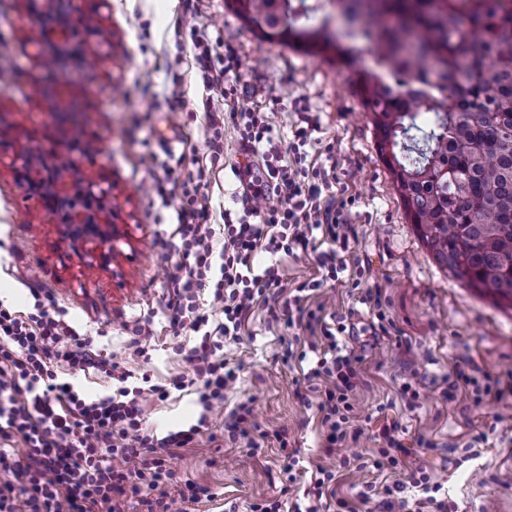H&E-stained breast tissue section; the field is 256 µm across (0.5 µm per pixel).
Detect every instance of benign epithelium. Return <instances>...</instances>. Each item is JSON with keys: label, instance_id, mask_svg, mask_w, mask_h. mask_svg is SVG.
Returning a JSON list of instances; mask_svg holds the SVG:
<instances>
[{"label": "benign epithelium", "instance_id": "7a95c632", "mask_svg": "<svg viewBox=\"0 0 512 512\" xmlns=\"http://www.w3.org/2000/svg\"><path fill=\"white\" fill-rule=\"evenodd\" d=\"M74 11L73 0H43V12L54 15ZM71 27L44 26L40 38L60 44L68 40ZM16 184L23 189L25 198L42 207L50 208L54 199L64 205L58 217V232L71 247L93 262L105 267L114 258V249L105 248L119 236L117 216L109 203L111 190L89 180L75 179L69 167L55 162V155L41 154L34 158L23 148L12 164Z\"/></svg>", "mask_w": 512, "mask_h": 512}]
</instances>
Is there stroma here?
Instances as JSON below:
<instances>
[{
    "instance_id": "1",
    "label": "stroma",
    "mask_w": 512,
    "mask_h": 512,
    "mask_svg": "<svg viewBox=\"0 0 512 512\" xmlns=\"http://www.w3.org/2000/svg\"><path fill=\"white\" fill-rule=\"evenodd\" d=\"M75 6L100 27L90 35L81 22L72 24L75 40L97 62L91 72L81 63L67 67L78 126L96 147L94 161L80 168L111 190L110 204L131 238L115 241L117 258L109 267L89 264L17 188L11 165L23 143L34 140L59 156L68 148L51 118L57 97L44 82L55 67L54 50L40 41L28 0H0V71L10 75L0 86V304L28 313L32 290L50 295L78 333L126 361L128 387L165 384L188 373L175 347L192 334L174 327L165 307L179 260L181 189L169 184L157 194L154 179L164 163L185 172L205 170L199 198L216 233H223L225 216H241L235 141L211 148L203 106L212 99L213 109L227 115L233 102L207 91L196 64L204 46L213 68H222L224 38L232 36L256 111L277 115L274 140L289 143L295 128H308V165L334 167L353 200L348 268L307 301L325 314L351 316L356 334L339 342L362 358L352 399L359 435L331 457L339 461L355 451L376 457L383 445L377 431L394 420L412 459L441 484L448 512H512V428L495 421L496 415H512V397L489 396L474 406L448 395L456 367L475 364L494 377L512 370V302L456 279L419 238L379 156L353 69L331 51L307 53L262 40L225 0H76ZM357 263L366 269L358 288ZM369 288L382 293V312L394 323L390 332H381L378 312L362 302ZM147 322L153 329L142 342L148 357H130L129 341ZM304 334L297 326L270 323L259 303L239 342L225 346V358L239 369L236 389L214 407L212 437L197 438L170 463L178 486L191 481L214 495L191 512H247L250 503L280 496L286 456H295L307 479L331 458L315 408L305 407L298 395L315 354L289 367L280 362L288 343ZM407 383L419 392L412 404L401 393ZM246 400L264 433L255 452L246 440L231 443L222 435L225 413ZM199 416L188 389L171 390L164 401L149 399L145 407L146 426L160 438L197 425ZM478 434L481 446L468 453ZM367 480L412 482L407 471L360 476L341 470L336 492L356 512L375 508L359 499Z\"/></svg>"
}]
</instances>
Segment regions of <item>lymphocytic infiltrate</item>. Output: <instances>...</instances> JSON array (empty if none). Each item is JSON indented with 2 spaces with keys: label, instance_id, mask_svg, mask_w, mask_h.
<instances>
[{
  "label": "lymphocytic infiltrate",
  "instance_id": "f902f5d3",
  "mask_svg": "<svg viewBox=\"0 0 512 512\" xmlns=\"http://www.w3.org/2000/svg\"><path fill=\"white\" fill-rule=\"evenodd\" d=\"M197 64L205 87L223 88L237 104L230 115L236 141L245 154L258 156V165H246L244 214L226 221L224 239L207 224L198 205L202 173H178L164 167V180L181 185L186 199L179 213L182 258L172 275L167 308L174 325L196 332L191 347H179L191 375L172 377L170 386L127 388L131 372L124 363L103 357L90 336L79 335L51 307V298L36 300L29 313L0 306V512H188L189 505L209 498L207 487L192 486L174 493V473L168 465L175 449L192 444L209 425L214 405L223 403L238 375L224 356V344L238 341L241 327L257 302H264L269 321L301 324L318 360L305 375L304 405H316L328 448L351 436V401L360 372V358L343 352L337 342L346 324H329L320 309L304 306V295L319 290L313 280L296 286L292 298H283L278 263L255 273L257 250L270 255L308 250L324 237L327 250L317 255L325 278L336 280L347 268V212L349 199L336 196V177L327 170L309 168L301 146L306 128H298L290 146L292 163L272 137L274 115L240 105V61L232 39L224 41V68L213 70L208 52ZM210 291L208 307H201V291ZM219 309L224 321L218 334L206 329L209 309ZM93 372L117 382L115 394L85 397L67 383L60 371ZM194 389L202 412L196 426L158 438L143 427L146 396L165 400L170 389ZM384 443L377 458L351 455L352 468L401 469L408 454L397 425L383 427ZM22 450H15V443ZM336 471L317 467L305 494L304 512H352L337 498ZM416 492L406 496L402 482L376 489L367 485L363 502H376L379 512H447L439 500L441 486L427 473L414 479Z\"/></svg>",
  "mask_w": 512,
  "mask_h": 512
}]
</instances>
